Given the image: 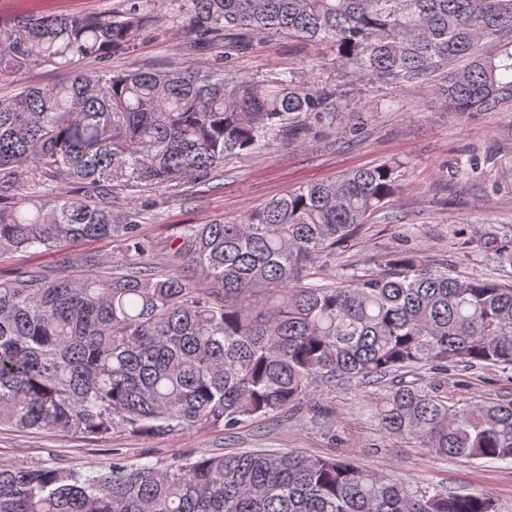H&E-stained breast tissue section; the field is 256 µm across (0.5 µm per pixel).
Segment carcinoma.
Returning a JSON list of instances; mask_svg holds the SVG:
<instances>
[{
    "mask_svg": "<svg viewBox=\"0 0 512 512\" xmlns=\"http://www.w3.org/2000/svg\"><path fill=\"white\" fill-rule=\"evenodd\" d=\"M120 15H23L0 26V61L102 60L133 51L139 0ZM196 44L286 33L327 43L373 78L463 61L439 88L455 112L512 103V0H179ZM359 105L336 92L215 69L73 72L0 99V252L118 244L119 275L0 280V427L103 438L230 430L285 412L318 382L376 387L370 417L438 458L512 461V401H448L407 381L419 368L512 367V284L459 277L404 253L329 287L304 284L398 190L382 164L301 186L235 224L184 226L174 257L206 286L145 269L138 225L112 210V181L206 177L224 158L303 143ZM90 188L3 204L23 173ZM0 512H497L485 493L412 489L336 457L275 450L186 455L85 472L0 463Z\"/></svg>",
    "mask_w": 512,
    "mask_h": 512,
    "instance_id": "cac0c4a2",
    "label": "carcinoma"
}]
</instances>
